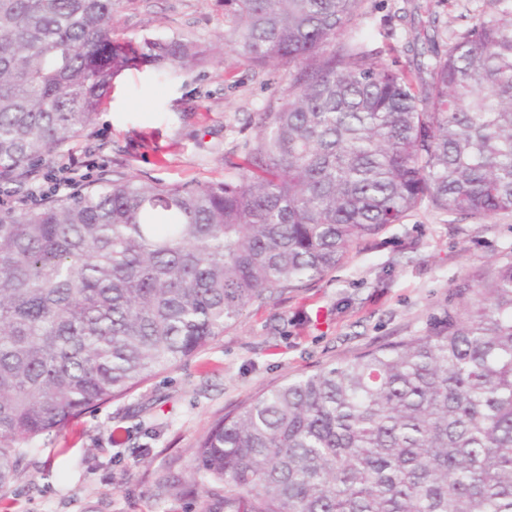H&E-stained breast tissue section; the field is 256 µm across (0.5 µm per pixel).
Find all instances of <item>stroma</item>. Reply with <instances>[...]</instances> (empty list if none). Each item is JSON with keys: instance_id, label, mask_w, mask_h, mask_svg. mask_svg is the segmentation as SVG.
Wrapping results in <instances>:
<instances>
[{"instance_id": "obj_1", "label": "stroma", "mask_w": 512, "mask_h": 512, "mask_svg": "<svg viewBox=\"0 0 512 512\" xmlns=\"http://www.w3.org/2000/svg\"><path fill=\"white\" fill-rule=\"evenodd\" d=\"M511 8L512 0H364L341 39L380 50L382 61L401 68L410 45L424 43L429 21H437L444 50L477 20ZM118 26L138 42L186 36L203 59L186 69L147 64L122 72L77 138L22 179L0 181L1 207L56 194L65 165L89 182H222L225 158L255 139L260 113L276 107L289 85L287 69L258 70L225 49L224 0H126ZM511 255L510 211L477 220L414 209L354 243L335 270L250 306L223 336L127 397L37 438L0 512H198L195 499H168L158 479L188 472L191 446L215 420L291 375L431 334ZM116 426L125 447L110 444Z\"/></svg>"}]
</instances>
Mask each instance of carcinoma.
<instances>
[{"mask_svg":"<svg viewBox=\"0 0 512 512\" xmlns=\"http://www.w3.org/2000/svg\"><path fill=\"white\" fill-rule=\"evenodd\" d=\"M363 0H224V47L288 89L227 177L133 178L0 208V491L27 445L207 347L427 204L512 211V10L409 69L336 41ZM123 0H0V181L79 136L112 80L186 68ZM428 336L269 388L159 481L201 512H512V257Z\"/></svg>","mask_w":512,"mask_h":512,"instance_id":"1","label":"carcinoma"}]
</instances>
